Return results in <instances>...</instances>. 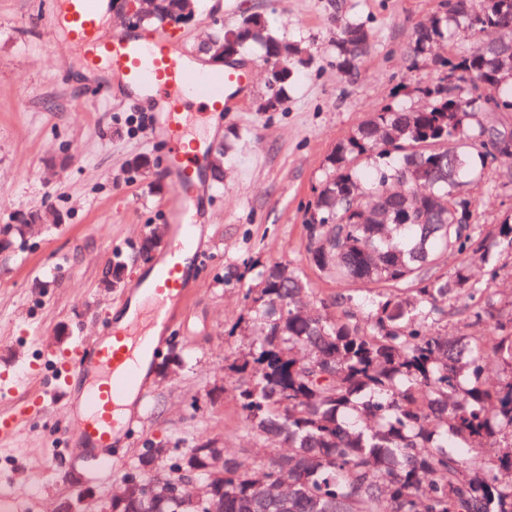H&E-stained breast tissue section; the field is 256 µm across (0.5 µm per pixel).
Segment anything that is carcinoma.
Returning a JSON list of instances; mask_svg holds the SVG:
<instances>
[{"label":"carcinoma","mask_w":512,"mask_h":512,"mask_svg":"<svg viewBox=\"0 0 512 512\" xmlns=\"http://www.w3.org/2000/svg\"><path fill=\"white\" fill-rule=\"evenodd\" d=\"M181 2L156 0L135 25H179ZM239 27L240 54L257 47L268 59L281 45L259 14ZM453 27L474 47L435 65L458 74L457 96L434 82L416 112L370 113L328 157L306 209L309 264L375 293L373 309L349 292L309 307L310 284L289 262L262 267L246 289L250 342L226 370L253 438L279 437L288 454L224 458V512H512V319L477 304L497 272H470L495 248L512 252V221L483 235L477 202L461 193L474 154L501 162L499 187H512V152L471 117L473 103L512 112V0H443L417 27L413 57ZM368 47L365 27L345 24L337 69L354 75ZM289 80L268 83L263 110L286 102ZM448 253L460 257L449 276ZM450 300L469 308L464 327L492 335H440ZM119 512H211V496L141 494Z\"/></svg>","instance_id":"cac0c4a2"}]
</instances>
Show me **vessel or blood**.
I'll list each match as a JSON object with an SVG mask.
<instances>
[{
  "mask_svg": "<svg viewBox=\"0 0 512 512\" xmlns=\"http://www.w3.org/2000/svg\"><path fill=\"white\" fill-rule=\"evenodd\" d=\"M68 32L84 52L88 69L105 68L128 88L147 89L162 97V117L149 126V139L167 142L168 175L173 195L166 202L172 232L165 255L151 268L146 286L153 301V320L169 326L188 301L185 260L198 254L200 242L194 215L205 178L204 152L183 149L185 97L210 111L224 112L230 96L249 87L246 70L226 66L215 73L197 67L182 43L167 29H128L103 37L98 14L102 0H65ZM161 346L105 322L100 336L78 346L68 376L83 381L80 392L69 394L64 432L77 452L94 467L108 464L105 448L132 424L127 418L132 393L143 392V367L135 359L142 352L158 356ZM55 397L51 388L30 389L10 412L0 414V441L14 437L30 418L47 409Z\"/></svg>",
  "mask_w": 512,
  "mask_h": 512,
  "instance_id": "1",
  "label": "vessel or blood"
}]
</instances>
